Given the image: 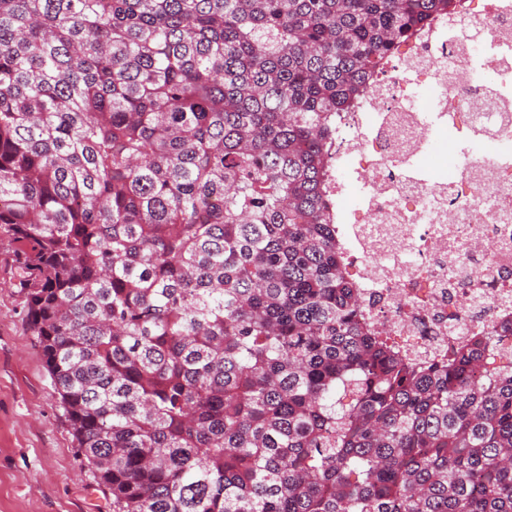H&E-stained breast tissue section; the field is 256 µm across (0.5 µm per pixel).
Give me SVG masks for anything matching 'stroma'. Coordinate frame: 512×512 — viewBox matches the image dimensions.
<instances>
[{
    "instance_id": "35a3bbf8",
    "label": "stroma",
    "mask_w": 512,
    "mask_h": 512,
    "mask_svg": "<svg viewBox=\"0 0 512 512\" xmlns=\"http://www.w3.org/2000/svg\"><path fill=\"white\" fill-rule=\"evenodd\" d=\"M0 512H112L84 464L28 323L17 245L0 232Z\"/></svg>"
}]
</instances>
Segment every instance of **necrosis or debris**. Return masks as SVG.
I'll return each instance as SVG.
<instances>
[{
  "label": "necrosis or debris",
  "mask_w": 512,
  "mask_h": 512,
  "mask_svg": "<svg viewBox=\"0 0 512 512\" xmlns=\"http://www.w3.org/2000/svg\"><path fill=\"white\" fill-rule=\"evenodd\" d=\"M348 268L375 320L425 356L489 321L512 283V0L396 46L336 151Z\"/></svg>",
  "instance_id": "4bbe7bcc"
}]
</instances>
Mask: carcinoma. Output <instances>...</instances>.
<instances>
[{
	"label": "carcinoma",
	"mask_w": 512,
	"mask_h": 512,
	"mask_svg": "<svg viewBox=\"0 0 512 512\" xmlns=\"http://www.w3.org/2000/svg\"><path fill=\"white\" fill-rule=\"evenodd\" d=\"M460 0H0V228L112 512H512V304L419 358L336 124Z\"/></svg>",
	"instance_id": "carcinoma-1"
}]
</instances>
